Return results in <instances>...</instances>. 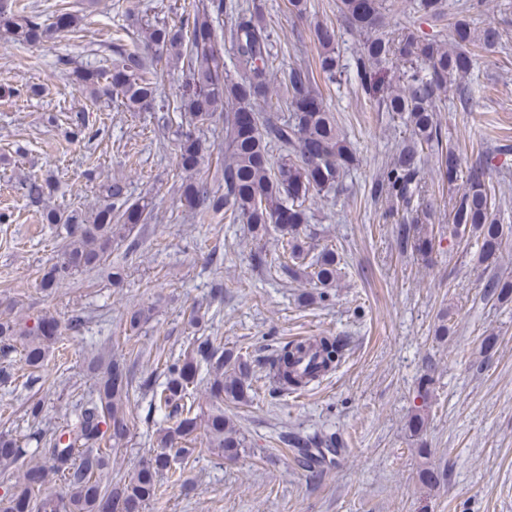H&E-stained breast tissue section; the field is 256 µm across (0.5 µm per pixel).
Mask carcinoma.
Segmentation results:
<instances>
[{
    "label": "carcinoma",
    "mask_w": 512,
    "mask_h": 512,
    "mask_svg": "<svg viewBox=\"0 0 512 512\" xmlns=\"http://www.w3.org/2000/svg\"><path fill=\"white\" fill-rule=\"evenodd\" d=\"M337 14L343 27L363 36L361 48L349 65L356 75L360 99L396 115L410 129V141L372 181L370 198L390 202L388 216L397 218V243L422 257L432 255L435 237L409 219L415 198L423 186L425 160L442 144L436 112L439 103L453 92L463 111H470L466 82L477 63L478 53L496 52L502 46L500 30L489 24L476 36L470 23L457 16L448 19L453 39L427 38L404 27L391 30L390 9L384 0H337ZM417 12L433 22L445 18L443 0H416ZM233 18L231 52L224 59L217 28L224 15ZM78 18L62 8L50 25L35 4L0 0V32L29 45L55 34L73 31ZM339 28L316 24L312 30L318 55L319 76L324 82L341 81L343 67L336 55ZM145 47L161 59L174 55L186 60L188 78L167 108L190 115L179 140L180 165L186 173L179 187L180 201L191 217L199 221L224 216L236 223L252 225L264 235L274 225L281 236L282 268L291 278L304 277L322 286L336 282L341 268L336 250L326 248L307 259L300 230L310 222L306 202L320 192L342 188L344 176L359 166V156L336 122L318 90L313 69L293 67L284 79L283 106H273V40L261 0L235 6L229 0H206L182 6L173 24L149 25L144 29ZM112 68H84L78 78L93 93L118 101L129 112L147 111L156 100L157 72L139 51H116ZM241 71L237 78L229 68ZM286 110L283 118L279 111ZM224 121V159L217 168L223 181L214 190L193 176V171L210 153L204 129ZM69 136L92 139L86 116L76 113ZM494 155L478 148L466 154L450 144L437 154L442 179L453 184L466 172L465 186L448 214L454 230L469 229L478 234L482 262L495 260L502 243V230L493 211L501 195L500 183L489 172ZM51 190L48 179L37 177L25 184L28 205L37 207ZM153 201L147 196L134 201L125 186L106 181L101 200L91 216L76 209L69 213L50 212V224L64 225L66 236L62 256L43 270L40 287L51 291L79 272L96 269L113 285L122 281L119 267L108 262L112 244L128 241L127 251L138 247L133 237L137 225L151 219ZM485 293L498 300L512 298V280L493 278ZM83 325L79 315L66 325L51 315H42L33 325L19 327L0 318V355L22 348L24 364L34 373L44 363L63 330L77 331ZM347 344L340 336H301L274 348L265 359L251 360L232 350L214 345L209 338L197 339L192 354L165 361V381L152 376L136 378L130 360L140 352L129 348L126 355L103 363L99 355L83 357L86 372L95 379V396L77 405L75 416L62 423L42 426L43 407L32 402L26 409L42 444L45 461L25 470L21 480L0 497V512H143L160 494L159 475L172 472L175 458H185L190 449L183 443L204 432L207 447L226 458L246 452L245 438L224 415L226 400H250L256 368L275 378L288 393H302L319 383L344 360ZM205 363L210 374L209 396L217 406L207 414L195 412L198 364ZM138 390L152 394L148 412L156 411L168 426L160 430L157 452L139 465L128 479L117 484L102 481L108 449L130 432L133 412L125 409ZM282 443L293 449L298 465L314 481L322 477L320 452L340 447L336 435L288 433ZM21 453L18 442L0 436V464H9ZM64 481L59 495L43 493L50 475Z\"/></svg>",
    "instance_id": "carcinoma-1"
}]
</instances>
